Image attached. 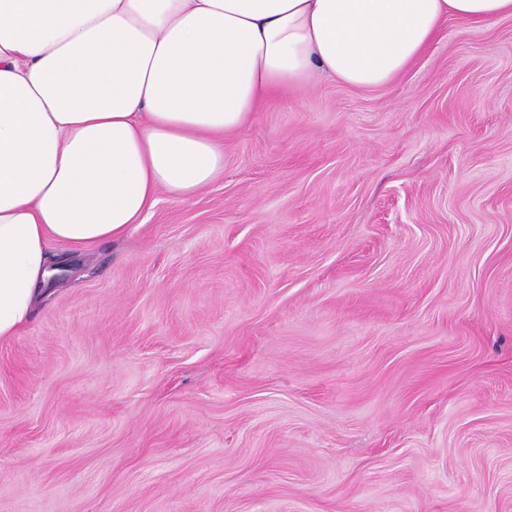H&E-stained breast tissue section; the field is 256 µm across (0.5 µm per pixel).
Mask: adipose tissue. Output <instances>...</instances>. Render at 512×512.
<instances>
[{
	"instance_id": "ef3b65f1",
	"label": "adipose tissue",
	"mask_w": 512,
	"mask_h": 512,
	"mask_svg": "<svg viewBox=\"0 0 512 512\" xmlns=\"http://www.w3.org/2000/svg\"><path fill=\"white\" fill-rule=\"evenodd\" d=\"M451 17L490 28L512 0H0V339L56 247L125 237L158 190L198 194L277 91L388 85Z\"/></svg>"
}]
</instances>
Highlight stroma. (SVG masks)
Here are the masks:
<instances>
[{
  "mask_svg": "<svg viewBox=\"0 0 512 512\" xmlns=\"http://www.w3.org/2000/svg\"><path fill=\"white\" fill-rule=\"evenodd\" d=\"M75 262L0 340V512H512V18Z\"/></svg>",
  "mask_w": 512,
  "mask_h": 512,
  "instance_id": "1",
  "label": "stroma"
}]
</instances>
